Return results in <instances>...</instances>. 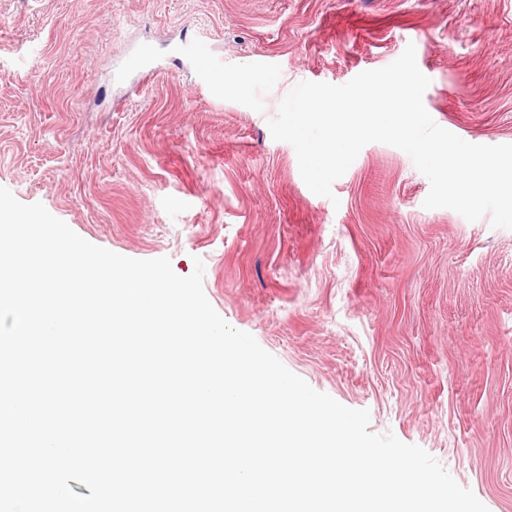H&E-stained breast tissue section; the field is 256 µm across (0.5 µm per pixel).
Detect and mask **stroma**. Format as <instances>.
<instances>
[{
  "label": "stroma",
  "mask_w": 512,
  "mask_h": 512,
  "mask_svg": "<svg viewBox=\"0 0 512 512\" xmlns=\"http://www.w3.org/2000/svg\"><path fill=\"white\" fill-rule=\"evenodd\" d=\"M186 39L246 91L192 89ZM410 44L439 126L512 144V0H0V186L123 256L202 258L232 327L512 512V230L424 208L428 179L383 143L316 195L268 127L298 83Z\"/></svg>",
  "instance_id": "stroma-1"
}]
</instances>
